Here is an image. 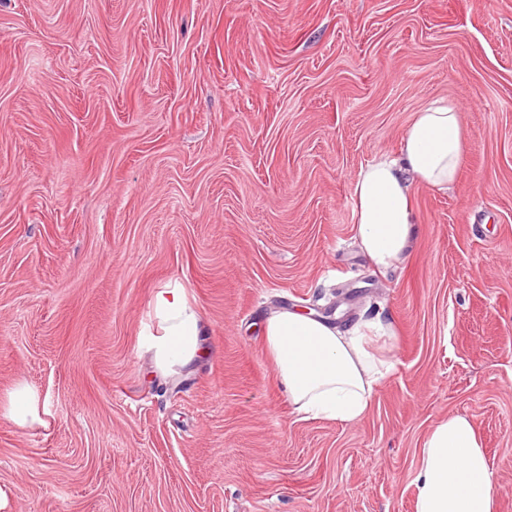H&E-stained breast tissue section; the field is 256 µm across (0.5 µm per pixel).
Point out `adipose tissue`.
<instances>
[{"instance_id":"ef3b65f1","label":"adipose tissue","mask_w":512,"mask_h":512,"mask_svg":"<svg viewBox=\"0 0 512 512\" xmlns=\"http://www.w3.org/2000/svg\"><path fill=\"white\" fill-rule=\"evenodd\" d=\"M463 154L459 113L435 101L416 112L400 155L363 167L352 185L361 249L379 268L403 253L416 222L411 187H452ZM153 308L162 333L150 346L159 368L171 371L202 354L201 328L182 289L159 290ZM267 351L294 411L342 423L359 421L393 364L385 355L395 341L392 323L379 319L346 332L312 316L285 310L264 324ZM416 512H495L489 461L471 420L449 415L426 437L413 477Z\"/></svg>"}]
</instances>
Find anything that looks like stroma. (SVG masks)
Masks as SVG:
<instances>
[{"label": "stroma", "mask_w": 512, "mask_h": 512, "mask_svg": "<svg viewBox=\"0 0 512 512\" xmlns=\"http://www.w3.org/2000/svg\"><path fill=\"white\" fill-rule=\"evenodd\" d=\"M441 99L458 181L379 271L352 185ZM163 288L206 330L168 376ZM331 304L397 335L356 423L293 415L261 332ZM451 414L512 512V0H0V512H416Z\"/></svg>", "instance_id": "stroma-1"}]
</instances>
